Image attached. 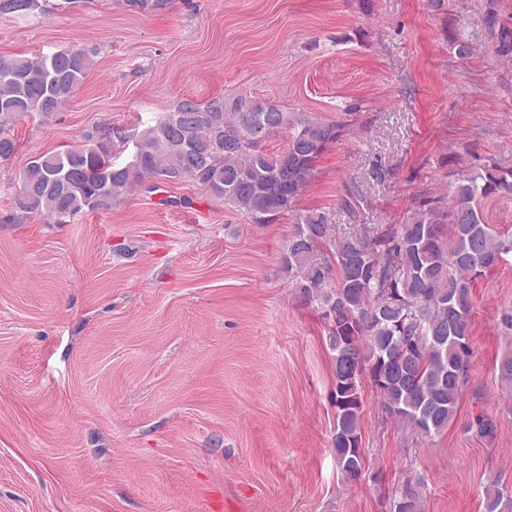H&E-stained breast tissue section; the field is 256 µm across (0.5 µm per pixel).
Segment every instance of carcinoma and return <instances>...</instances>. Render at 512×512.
<instances>
[{"instance_id": "cac0c4a2", "label": "carcinoma", "mask_w": 512, "mask_h": 512, "mask_svg": "<svg viewBox=\"0 0 512 512\" xmlns=\"http://www.w3.org/2000/svg\"><path fill=\"white\" fill-rule=\"evenodd\" d=\"M50 0H0V15L41 16ZM173 0H126L129 10L159 13ZM498 28L495 51L512 57V26ZM92 51L69 48L27 57L0 56V161L16 141L8 125L26 115L48 118L84 78ZM285 134L286 148L264 143ZM343 135L339 123L237 96L199 103L184 98L155 123L121 138L104 133L63 152L39 155L19 176L16 207L66 224L107 209L137 188L157 191L192 181L250 219L267 224L292 210L313 181L316 161ZM131 150L125 163L116 154ZM449 181L413 199L402 224H362L336 232L321 209L296 213L283 259L303 301L326 327L336 407L332 453L346 483L361 473L364 402L369 382L385 412L426 437L457 415L472 355L476 282L512 255V231L485 219V203L512 199V165L488 158L469 170L444 160ZM467 430L491 439L497 422L471 418ZM421 481L405 478L391 494L393 512H422ZM482 512H512V489L493 482Z\"/></svg>"}]
</instances>
